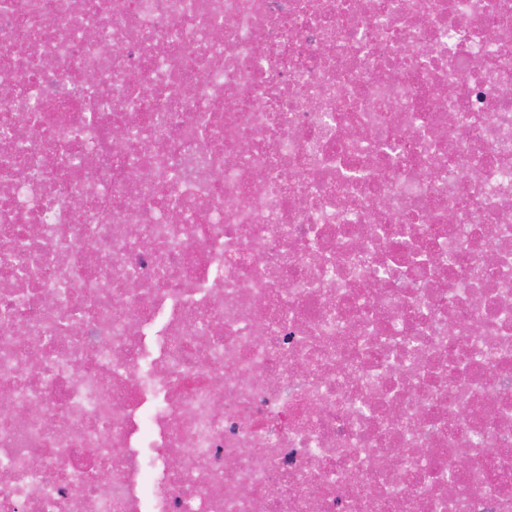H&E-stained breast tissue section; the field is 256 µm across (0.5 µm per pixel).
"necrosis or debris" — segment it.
I'll list each match as a JSON object with an SVG mask.
<instances>
[{"instance_id":"1","label":"necrosis or debris","mask_w":512,"mask_h":512,"mask_svg":"<svg viewBox=\"0 0 512 512\" xmlns=\"http://www.w3.org/2000/svg\"><path fill=\"white\" fill-rule=\"evenodd\" d=\"M0 72V512H512V0H0Z\"/></svg>"}]
</instances>
